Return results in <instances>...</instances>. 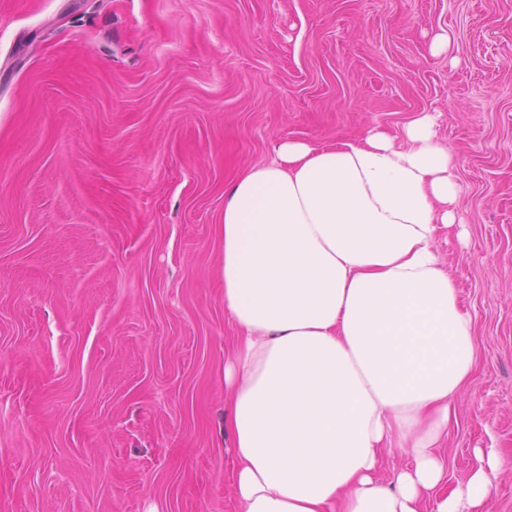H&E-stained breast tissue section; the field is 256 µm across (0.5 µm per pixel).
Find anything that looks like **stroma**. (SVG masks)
<instances>
[{
	"label": "stroma",
	"mask_w": 512,
	"mask_h": 512,
	"mask_svg": "<svg viewBox=\"0 0 512 512\" xmlns=\"http://www.w3.org/2000/svg\"><path fill=\"white\" fill-rule=\"evenodd\" d=\"M425 112L478 348L441 454L512 512V0H0V512H235L226 192Z\"/></svg>",
	"instance_id": "1"
}]
</instances>
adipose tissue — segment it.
Returning a JSON list of instances; mask_svg holds the SVG:
<instances>
[{"mask_svg":"<svg viewBox=\"0 0 512 512\" xmlns=\"http://www.w3.org/2000/svg\"><path fill=\"white\" fill-rule=\"evenodd\" d=\"M454 161L423 114L333 145L280 144L224 204V360L236 512H482V456L449 488L438 454L478 356L440 260ZM410 464L382 484L385 453Z\"/></svg>","mask_w":512,"mask_h":512,"instance_id":"ef3b65f1","label":"adipose tissue"}]
</instances>
